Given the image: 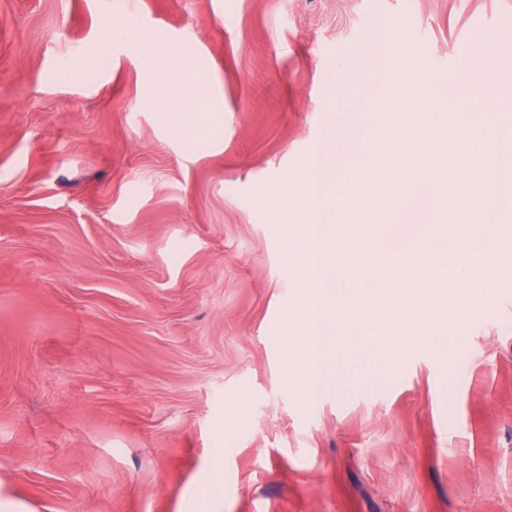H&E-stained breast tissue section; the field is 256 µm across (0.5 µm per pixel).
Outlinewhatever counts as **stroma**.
<instances>
[{"label":"stroma","instance_id":"obj_1","mask_svg":"<svg viewBox=\"0 0 512 512\" xmlns=\"http://www.w3.org/2000/svg\"><path fill=\"white\" fill-rule=\"evenodd\" d=\"M187 60L202 112L137 43ZM483 45L489 77L462 59ZM449 119L497 113L512 184V0H0V498L30 512H512V222L463 333L351 338L310 403L281 326L273 209L330 113H374L412 60ZM382 213L379 262L415 227ZM387 364L386 380L360 374ZM195 94L194 87L185 86L178 91L177 97H171L167 93H157L144 100L149 109L158 112H191L188 108V101L192 100Z\"/></svg>","mask_w":512,"mask_h":512}]
</instances>
